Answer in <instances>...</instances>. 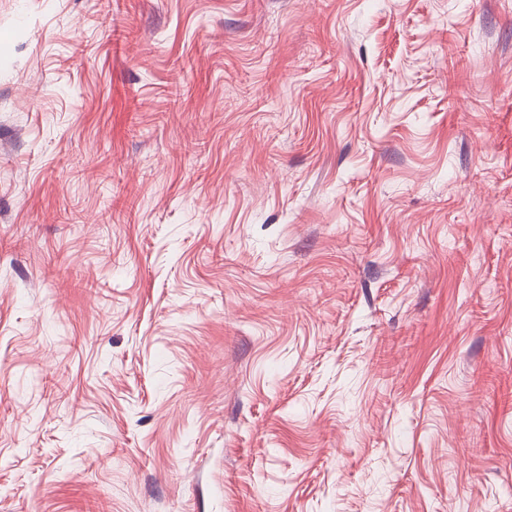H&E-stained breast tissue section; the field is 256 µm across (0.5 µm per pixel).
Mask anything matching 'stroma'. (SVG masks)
Wrapping results in <instances>:
<instances>
[{"label": "stroma", "instance_id": "stroma-1", "mask_svg": "<svg viewBox=\"0 0 512 512\" xmlns=\"http://www.w3.org/2000/svg\"><path fill=\"white\" fill-rule=\"evenodd\" d=\"M512 0H0V512H512Z\"/></svg>", "mask_w": 512, "mask_h": 512}]
</instances>
